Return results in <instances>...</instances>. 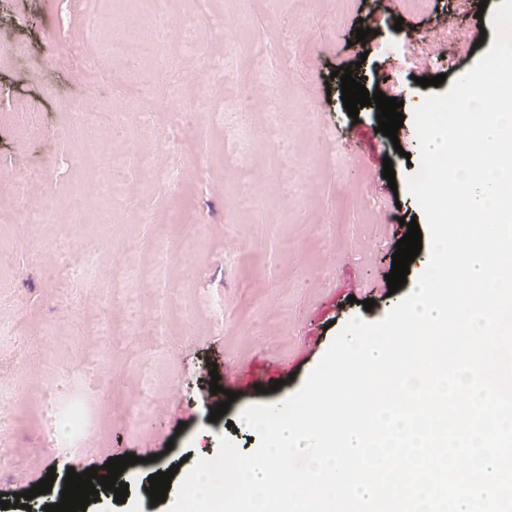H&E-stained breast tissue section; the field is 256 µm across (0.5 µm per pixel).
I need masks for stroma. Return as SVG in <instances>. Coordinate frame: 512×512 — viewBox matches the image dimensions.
Listing matches in <instances>:
<instances>
[{
	"instance_id": "obj_1",
	"label": "stroma",
	"mask_w": 512,
	"mask_h": 512,
	"mask_svg": "<svg viewBox=\"0 0 512 512\" xmlns=\"http://www.w3.org/2000/svg\"><path fill=\"white\" fill-rule=\"evenodd\" d=\"M500 3L428 0L426 9L411 12L403 0H175V10L197 17L199 43L177 74L207 83L213 98L223 101L224 114L209 121L173 184L143 177L112 210L68 154L61 133L85 112L113 113L128 105L77 81L59 56L75 37L96 40L109 52L113 0H102L96 19L77 7L62 22L56 0H0V48L27 47L0 69V100H27L43 123L34 138L0 112V172L44 170L47 196L80 221L81 234L93 243L75 264L94 272L100 299L92 305L69 279L46 277L56 256L51 225L0 223V324L27 339L21 347H0V378L18 381L31 397L78 366L83 378L62 399L59 413L99 400L112 415L103 433L88 435L77 447L54 448L40 429L35 404L27 403V425L0 447V500L31 489L51 471L50 493L30 501L31 512H44L60 501L68 469L100 468L131 453L139 462L120 476L129 489L125 503L103 490L86 512H167V503L151 505L149 476L171 469V484L179 486L199 459L217 455L223 435L242 452L253 451L259 438L241 422L242 413L296 393L348 321H380L405 297L402 289L386 294L384 283L405 234L401 219L422 215L406 187L420 168L412 114L429 94L416 80L445 75L437 91L446 93L491 48L492 14ZM215 12L232 30L235 51H223L211 30ZM280 17L288 21L284 43L276 29ZM362 26L370 33L360 42L356 30ZM258 43L267 54L263 91L253 100L255 121L263 123L268 99L285 106L284 163L262 137L249 141L236 131L233 108L250 77V49ZM219 51L227 67L221 79L202 70ZM355 62L367 90L402 101L396 139L377 132L376 106L360 108L354 118L345 110L335 72ZM387 158L395 170L391 183L382 176ZM243 187L254 190L256 207L234 206L231 192ZM156 209L171 217L161 236L135 217ZM35 233L42 244L34 256L29 239ZM190 235L197 243L183 261L178 251ZM283 238L291 244L285 252L278 247ZM152 255L159 258L160 295L147 297L140 330L75 362L74 351L89 343L93 321L122 316L105 302L108 266H136ZM366 299L374 300L372 310L364 309ZM149 372L160 397L137 428H127L125 407ZM215 373L238 397L213 422L206 401Z\"/></svg>"
}]
</instances>
